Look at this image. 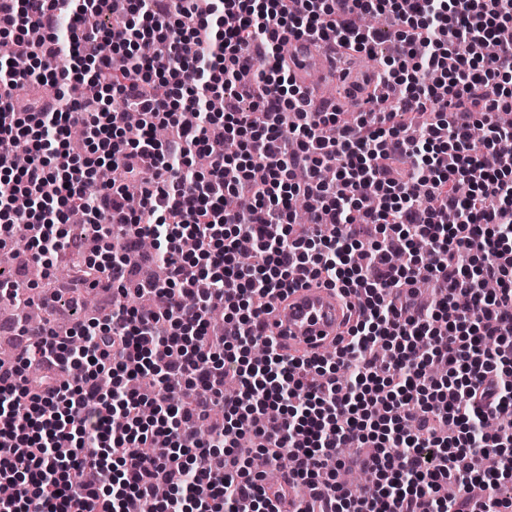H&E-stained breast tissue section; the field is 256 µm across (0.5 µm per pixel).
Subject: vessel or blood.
<instances>
[{"label": "vessel or blood", "mask_w": 512, "mask_h": 512, "mask_svg": "<svg viewBox=\"0 0 512 512\" xmlns=\"http://www.w3.org/2000/svg\"><path fill=\"white\" fill-rule=\"evenodd\" d=\"M283 55L296 83L308 94L321 96L323 87L336 84L353 92L363 103L376 97L373 90L366 88L365 75L356 72L351 78H344L335 59L315 39L286 41ZM355 317V309L337 291L309 279L287 297L276 300L262 322L275 335L284 353L312 357L332 350Z\"/></svg>", "instance_id": "1"}]
</instances>
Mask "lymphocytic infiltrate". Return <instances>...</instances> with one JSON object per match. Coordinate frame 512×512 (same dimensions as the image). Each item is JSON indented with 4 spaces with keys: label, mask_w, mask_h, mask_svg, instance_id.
<instances>
[{
    "label": "lymphocytic infiltrate",
    "mask_w": 512,
    "mask_h": 512,
    "mask_svg": "<svg viewBox=\"0 0 512 512\" xmlns=\"http://www.w3.org/2000/svg\"><path fill=\"white\" fill-rule=\"evenodd\" d=\"M204 2L0 0V40L40 69L0 82V250L23 227L42 263L72 247L63 226L81 211L106 260L45 302L115 292L81 348L25 325L0 363V483L14 489L0 512H274L275 495L303 512H512V127L496 120L512 111V0ZM369 14L396 28L380 76L399 93L352 119L306 98L281 45L370 49ZM482 41L492 56L472 52ZM36 84L53 105L17 110ZM79 84L89 94L71 98ZM76 126L94 157L71 150ZM245 193L248 208L227 206ZM156 254L165 280H137ZM308 276L359 313L332 355L294 361L261 316ZM132 283L166 307L126 304ZM31 359L46 375L30 378ZM179 388L192 399L171 404ZM349 445L376 484L334 481ZM257 453L293 458L277 491L250 471ZM451 482L465 498L448 499Z\"/></svg>",
    "instance_id": "f902f5d3"
}]
</instances>
